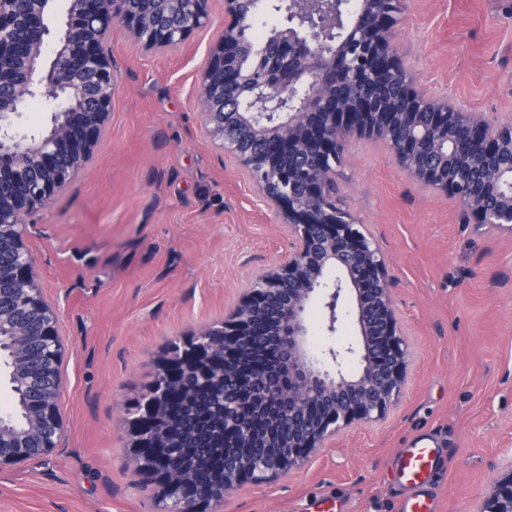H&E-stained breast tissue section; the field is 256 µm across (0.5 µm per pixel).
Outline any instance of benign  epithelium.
<instances>
[{
	"label": "benign epithelium",
	"instance_id": "7a95c632",
	"mask_svg": "<svg viewBox=\"0 0 512 512\" xmlns=\"http://www.w3.org/2000/svg\"><path fill=\"white\" fill-rule=\"evenodd\" d=\"M209 0H67L56 34L45 23L52 0H0V335L10 336L11 369L22 363L39 404L30 435L0 419V469L52 452L63 432L60 396L64 345L59 319L38 284L27 244L30 216L47 209L82 174L108 131L117 75L107 49L112 25L156 53L183 46L208 28ZM234 23L224 28L198 81L205 133L247 171L264 200L277 206L291 249L255 274L229 319L202 326L188 341L174 339L161 374L142 394L135 419L142 466L169 489L183 490L173 512H202L245 481L256 483L302 469L350 428L386 418L402 395L408 344L391 293L380 246L364 225L336 210L328 196L336 166L353 138L384 140L418 186L457 201L463 223L512 230V122L493 123L430 101L407 76L390 29L406 0H276L281 28L246 56L240 27L262 0H227ZM267 63L252 97L227 93L251 84ZM402 81L401 98L383 102L374 84ZM45 105L43 131L23 122L28 104ZM431 106L429 123L411 121ZM258 148L240 149L239 129ZM476 150L463 158L454 133ZM323 301L324 329L336 335L341 299L358 343L318 349L307 310ZM49 345L51 381L33 378L26 356ZM224 393V466L206 485L195 483L193 450L168 425L174 394L187 401ZM279 408L277 428L261 436L243 405ZM264 447L262 456L237 448ZM483 512H512V477L495 482Z\"/></svg>",
	"mask_w": 512,
	"mask_h": 512
}]
</instances>
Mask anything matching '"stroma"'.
I'll return each instance as SVG.
<instances>
[{
  "instance_id": "35a3bbf8",
  "label": "stroma",
  "mask_w": 512,
  "mask_h": 512,
  "mask_svg": "<svg viewBox=\"0 0 512 512\" xmlns=\"http://www.w3.org/2000/svg\"><path fill=\"white\" fill-rule=\"evenodd\" d=\"M165 55L112 31L109 134L78 180L28 227L66 344L65 429L53 452L0 470V512H167L135 471L124 409L169 342L223 320L249 280L287 254L280 217L207 138L196 83L232 21ZM427 95L512 119V0H408L393 29ZM333 202L385 253L409 349L386 420L359 427L298 472L244 483L208 512H399L393 461L442 448L436 512H478L512 471V233L463 223L451 198L414 184L380 140L349 143Z\"/></svg>"
}]
</instances>
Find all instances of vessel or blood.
<instances>
[{
  "label": "vessel or blood",
  "mask_w": 512,
  "mask_h": 512,
  "mask_svg": "<svg viewBox=\"0 0 512 512\" xmlns=\"http://www.w3.org/2000/svg\"><path fill=\"white\" fill-rule=\"evenodd\" d=\"M394 467L403 492L401 512H433V498L426 488L441 471V449L426 442L413 443L401 452Z\"/></svg>",
  "instance_id": "1"
}]
</instances>
